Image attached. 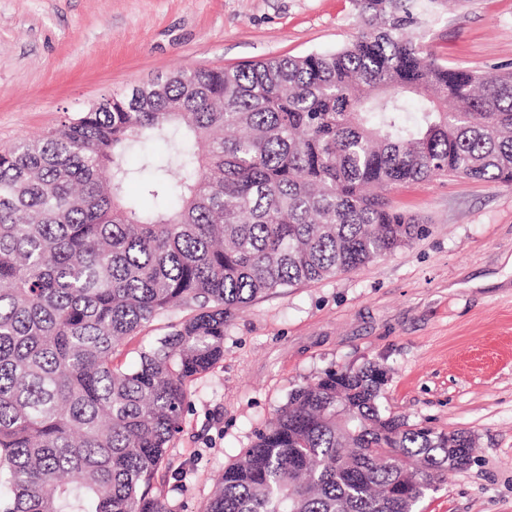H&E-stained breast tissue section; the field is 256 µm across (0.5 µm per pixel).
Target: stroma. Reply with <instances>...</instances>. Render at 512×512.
Listing matches in <instances>:
<instances>
[{"mask_svg": "<svg viewBox=\"0 0 512 512\" xmlns=\"http://www.w3.org/2000/svg\"><path fill=\"white\" fill-rule=\"evenodd\" d=\"M357 32L351 0H0V150L180 69L333 51ZM419 43L451 67L510 72L512 0H453ZM388 197L429 235L263 295L225 329L157 475L170 512H203L294 388L368 364L388 373L383 408L475 441L422 512H512V186L442 176Z\"/></svg>", "mask_w": 512, "mask_h": 512, "instance_id": "35a3bbf8", "label": "stroma"}]
</instances>
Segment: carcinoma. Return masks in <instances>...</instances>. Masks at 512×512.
<instances>
[{
  "mask_svg": "<svg viewBox=\"0 0 512 512\" xmlns=\"http://www.w3.org/2000/svg\"><path fill=\"white\" fill-rule=\"evenodd\" d=\"M352 2L338 50L180 70L0 151V512H170L154 480L189 383L247 304L429 232L371 187L512 186V73L422 51L411 28L443 0ZM385 384L370 364L295 388L204 512H418L472 439L383 408ZM169 322V319H159L145 328L140 335L129 339L126 345L123 347L121 354L118 355L117 360L121 361L126 366L135 365L137 363L136 351L142 342L143 336L164 335L168 331L167 325Z\"/></svg>",
  "mask_w": 512,
  "mask_h": 512,
  "instance_id": "cac0c4a2",
  "label": "carcinoma"
}]
</instances>
